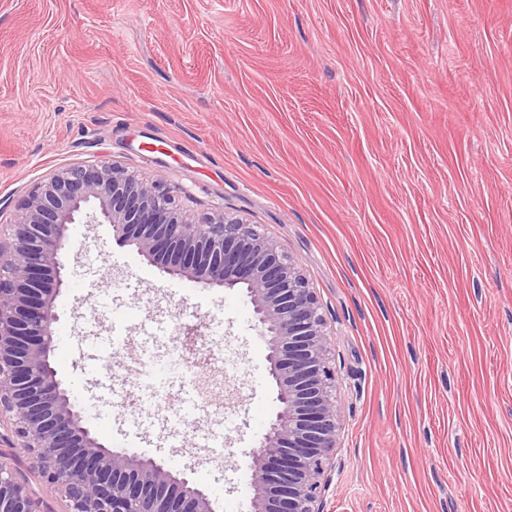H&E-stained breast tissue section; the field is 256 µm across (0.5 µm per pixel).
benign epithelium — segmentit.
Wrapping results in <instances>:
<instances>
[{
    "instance_id": "obj_1",
    "label": "benign epithelium",
    "mask_w": 512,
    "mask_h": 512,
    "mask_svg": "<svg viewBox=\"0 0 512 512\" xmlns=\"http://www.w3.org/2000/svg\"><path fill=\"white\" fill-rule=\"evenodd\" d=\"M83 213L173 278L245 291L279 402L253 456L250 512H323L339 407L330 336L307 276L257 226L222 210L191 216L176 186L113 161L52 171L0 240V423L46 491L65 498L68 512H212L207 494L163 463L100 443L51 366L62 251ZM41 505L0 462V512H45Z\"/></svg>"
}]
</instances>
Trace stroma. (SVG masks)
I'll list each match as a JSON object with an SVG mask.
<instances>
[{
	"label": "stroma",
	"mask_w": 512,
	"mask_h": 512,
	"mask_svg": "<svg viewBox=\"0 0 512 512\" xmlns=\"http://www.w3.org/2000/svg\"><path fill=\"white\" fill-rule=\"evenodd\" d=\"M94 160L259 225L307 275L341 416L323 512H512V0H0V225ZM65 250L50 361L99 442L248 512L277 401L243 290L170 277L106 224ZM188 326L232 396L191 431L167 368Z\"/></svg>",
	"instance_id": "35a3bbf8"
}]
</instances>
